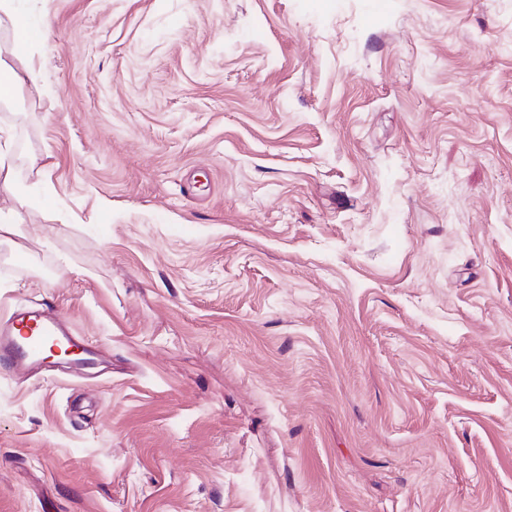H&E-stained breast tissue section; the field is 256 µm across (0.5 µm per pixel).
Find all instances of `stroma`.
<instances>
[{"label": "stroma", "instance_id": "stroma-1", "mask_svg": "<svg viewBox=\"0 0 512 512\" xmlns=\"http://www.w3.org/2000/svg\"><path fill=\"white\" fill-rule=\"evenodd\" d=\"M0 512H512V0H15ZM14 0L0 1V30L5 28L11 34L13 50L16 46L23 45V48L39 38L40 33L34 30L26 19L18 14L12 3ZM64 344L78 350L71 370L82 378H92L97 365V351L89 342L70 336L64 322L43 309L15 313L0 324V362L10 366H30L45 372L53 371L45 356V346Z\"/></svg>", "mask_w": 512, "mask_h": 512}]
</instances>
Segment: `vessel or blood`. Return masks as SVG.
<instances>
[{
	"label": "vessel or blood",
	"instance_id": "b4317fda",
	"mask_svg": "<svg viewBox=\"0 0 512 512\" xmlns=\"http://www.w3.org/2000/svg\"><path fill=\"white\" fill-rule=\"evenodd\" d=\"M63 344L76 352L71 370L77 376L90 378L97 365V351L89 342L74 338L64 322L42 309L15 313L0 324V362L11 366H30L51 371L45 356L47 344Z\"/></svg>",
	"mask_w": 512,
	"mask_h": 512
}]
</instances>
